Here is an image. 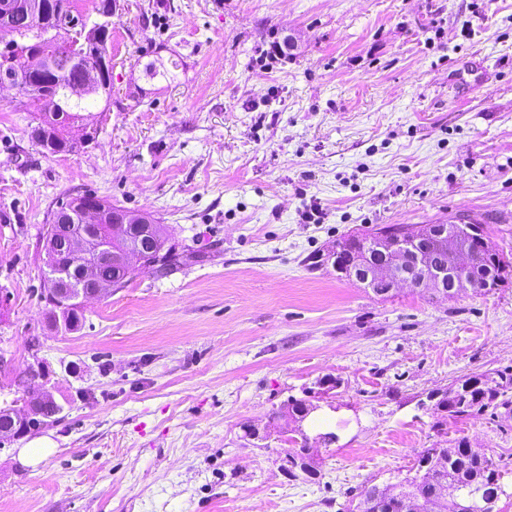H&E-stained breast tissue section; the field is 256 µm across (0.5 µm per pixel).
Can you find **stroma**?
I'll return each instance as SVG.
<instances>
[{
	"label": "stroma",
	"mask_w": 512,
	"mask_h": 512,
	"mask_svg": "<svg viewBox=\"0 0 512 512\" xmlns=\"http://www.w3.org/2000/svg\"><path fill=\"white\" fill-rule=\"evenodd\" d=\"M123 3L93 140L77 124L76 150L48 153L34 113L0 101V406L37 363L64 407L0 448V512H348L462 437L498 464L512 512V418L437 430L420 407L512 368V282L382 300L314 262L354 231L459 212L512 257V0ZM153 61L174 80L147 78ZM85 192L194 256L131 268L63 335L40 299L41 239ZM329 379L304 432H284L283 405ZM327 431L318 475L289 477L285 449Z\"/></svg>",
	"instance_id": "stroma-1"
}]
</instances>
